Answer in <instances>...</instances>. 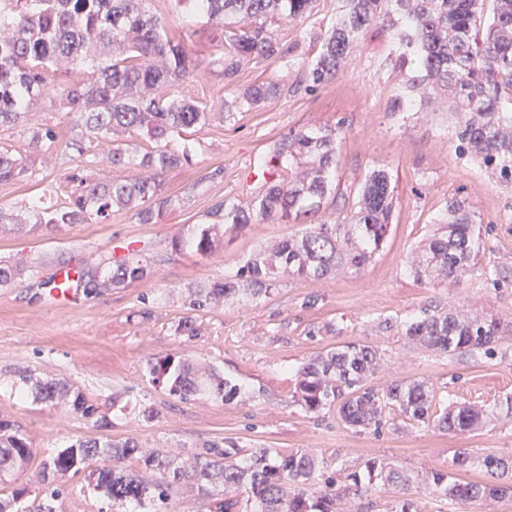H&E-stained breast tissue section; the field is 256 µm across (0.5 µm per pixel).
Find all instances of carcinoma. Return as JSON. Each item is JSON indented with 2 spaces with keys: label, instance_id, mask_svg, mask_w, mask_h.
Returning a JSON list of instances; mask_svg holds the SVG:
<instances>
[{
  "label": "carcinoma",
  "instance_id": "cac0c4a2",
  "mask_svg": "<svg viewBox=\"0 0 512 512\" xmlns=\"http://www.w3.org/2000/svg\"><path fill=\"white\" fill-rule=\"evenodd\" d=\"M154 0H0V131L26 125L36 104L62 112L76 134L66 144L68 172L53 193L61 202L44 205L34 196L25 205L26 221L0 209V235L27 233L28 225L58 228L72 224H106L113 209L134 212L139 223L156 224L174 200L165 177L192 164L200 141L191 135L239 112L279 97L282 71L302 55L303 41L286 43L273 31L278 23L304 24L315 0H173L184 13L173 32ZM203 19L224 33L225 42L207 61L224 80V95L214 106L175 89L194 77L201 61L186 48L192 22ZM386 37L390 59L408 72L391 95L395 112L435 111L441 100L455 117L453 137L461 157L477 160L491 177L512 184V0H340L334 25L312 34L319 44L305 64L309 91L323 89L339 74L365 37ZM275 66L278 73L240 92L237 79L249 64ZM61 68L89 74L67 84L53 75ZM341 128L290 132L256 156L251 166L259 190L246 203L224 199L213 215L222 224L195 225L171 241L174 251L189 249L209 257L227 233L248 224H303L243 260L235 272L217 277L191 294L192 310L218 308L226 301L268 296L282 279L320 281L341 269L367 265L383 248L395 208V186L384 163H377L350 189L352 206L345 215L322 218L323 206L339 191L337 141ZM59 124L31 128L28 148L38 153L57 143ZM97 145L109 147V176L94 171L86 158ZM134 170L133 177L125 172ZM32 168L23 157L0 150V183L29 180ZM480 229L464 199L448 202L443 231L416 250L409 273L427 284L458 286L474 266ZM123 258L104 268L96 262L75 267L56 258V274L38 287L57 296L86 298L147 277L149 263L129 244ZM28 271L24 257L0 259V287ZM503 323L445 306L427 305L403 324L413 342L442 353H491ZM381 352L370 345L347 343L321 351L296 371L294 398L312 413L336 408L347 428L380 432L386 413L405 423L432 425L446 432L478 429L483 413L469 406L441 405L436 390L423 380H398L374 386L368 378ZM152 381L182 401L207 396L226 404L239 394L237 384L199 366L185 353L167 354L148 364ZM22 400L70 407L102 433L110 423L100 407L67 381L18 371ZM189 465L162 457L133 438L79 439L43 462L42 490L31 502L23 493L0 498V512H57L71 471H89L92 491L112 504H135L149 512H168L172 489L195 486L211 499L210 512H336V500L350 499L366 483L410 486L412 475L384 458L366 460L359 469L319 472L310 452L280 454L267 448L240 457L235 445L203 444ZM33 455L20 426L0 420V481L20 470ZM138 456L148 480L121 463ZM100 460L109 466H97ZM452 471H436L433 484L444 498L463 506L488 498L512 497V458L454 453ZM483 469L506 483L495 486L463 481L453 473Z\"/></svg>",
  "mask_w": 512,
  "mask_h": 512
}]
</instances>
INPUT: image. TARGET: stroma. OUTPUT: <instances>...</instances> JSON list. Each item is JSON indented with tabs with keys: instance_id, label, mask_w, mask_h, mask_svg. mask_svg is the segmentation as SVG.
Listing matches in <instances>:
<instances>
[{
	"instance_id": "obj_1",
	"label": "stroma",
	"mask_w": 512,
	"mask_h": 512,
	"mask_svg": "<svg viewBox=\"0 0 512 512\" xmlns=\"http://www.w3.org/2000/svg\"><path fill=\"white\" fill-rule=\"evenodd\" d=\"M384 37L369 33L336 82L317 92L306 88L305 66L288 71V92L235 120L198 133L202 147L190 167L168 173L167 195L186 197L159 223L141 224L129 210L113 211L106 224L41 227L28 235L0 236V257L24 255L29 273L0 287V420L21 426L34 450L26 468L4 484L0 497L19 490L35 497L43 461L93 428L69 408L18 401L12 387L19 369L66 380L99 406L111 422L109 438H136L163 456L189 461L205 442L232 441L248 451L313 453L321 470L355 466L383 456L411 469L407 494L420 512H512V499L459 507L434 489L431 472L447 469L455 451L512 456V335L501 337L493 354L441 353L412 345L405 321L428 304H444L512 322V187L490 180L478 163L455 151L451 122L444 113L395 112L391 95L405 73L387 59ZM33 121L58 123L60 140L38 154L28 151L25 128L0 132V149L33 156L38 182L0 184V206L19 210L36 194L56 203L51 186L63 181L58 157L71 131L66 116L41 106ZM336 125L341 184L361 179L376 163L389 165L396 179L397 206L387 241L374 261L317 281L276 284L270 295L190 311L189 294L231 273L261 245L297 233L295 224H250L226 235L214 255L200 257L171 249L174 237L209 219L223 198L246 201L256 187L254 156L274 139L300 129ZM223 166L224 179L208 173ZM469 202L482 224L480 256L456 288L415 280L406 270L411 250L433 231L446 204ZM145 251L153 271L145 279L87 298L52 297L38 288L55 273L49 260L78 265L111 262L127 244ZM150 318L138 317L140 309ZM193 317L198 334L180 335ZM347 343L377 347L383 362L371 384L423 380L449 401L485 409L482 429L443 433L397 422L381 433L346 428L335 411L309 413L294 403L297 367L313 354ZM185 352L238 384L241 396L225 404L206 397L183 402L155 387L149 360ZM59 512H130L91 495L84 473L68 474Z\"/></svg>"
}]
</instances>
